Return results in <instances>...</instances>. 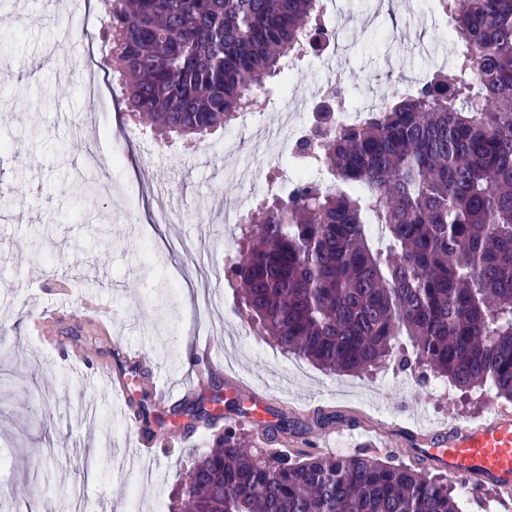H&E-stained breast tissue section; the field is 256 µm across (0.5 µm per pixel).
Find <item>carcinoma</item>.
Instances as JSON below:
<instances>
[{
	"label": "carcinoma",
	"mask_w": 512,
	"mask_h": 512,
	"mask_svg": "<svg viewBox=\"0 0 512 512\" xmlns=\"http://www.w3.org/2000/svg\"><path fill=\"white\" fill-rule=\"evenodd\" d=\"M460 39L438 74L359 122L296 142L311 172L239 225L229 284L260 333L329 375L399 365L512 400V0H438ZM318 0H112L124 104L197 143L257 105ZM340 187H321L319 171ZM377 224L385 248L373 245ZM191 399L170 410L214 418ZM182 512H461L421 465L364 453L259 457L234 429L186 473Z\"/></svg>",
	"instance_id": "carcinoma-1"
}]
</instances>
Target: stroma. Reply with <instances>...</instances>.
Instances as JSON below:
<instances>
[{
  "label": "stroma",
  "instance_id": "stroma-1",
  "mask_svg": "<svg viewBox=\"0 0 512 512\" xmlns=\"http://www.w3.org/2000/svg\"><path fill=\"white\" fill-rule=\"evenodd\" d=\"M58 2L0 0V512H100L105 503L112 512L134 504L175 512L183 474L220 431L187 430L175 419L157 459L121 467L133 439L127 417L153 375L166 387L223 389L225 423L266 453L294 458L363 452L410 465L413 436L512 410L487 388L421 387L390 367L330 376L310 364L296 374L225 278L238 241L214 206L275 185L294 167L290 147L267 160L285 97L306 103L294 119L310 127L316 89L329 74L345 86L333 107L352 112L391 73L448 69L449 21L435 0H336L323 20L336 55H310L288 81L267 79L264 111L193 149L156 137L125 112L106 63L112 33L102 0H85L90 18L78 41ZM33 57L40 69H15ZM162 209L171 223H147L149 211ZM89 303L110 315L120 354L142 350L153 361L152 375L125 372L127 397L105 394L74 360L84 347L92 359L109 357L79 318L60 322L53 346L30 329L33 309ZM202 316L239 342L224 371H208L184 349ZM239 383L264 401L239 395ZM267 424L276 431L264 439Z\"/></svg>",
  "mask_w": 512,
  "mask_h": 512
}]
</instances>
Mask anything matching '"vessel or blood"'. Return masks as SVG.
<instances>
[{"label": "vessel or blood", "instance_id": "1", "mask_svg": "<svg viewBox=\"0 0 512 512\" xmlns=\"http://www.w3.org/2000/svg\"><path fill=\"white\" fill-rule=\"evenodd\" d=\"M77 315L93 334L110 339V324L100 310L88 305ZM412 454L443 471L450 480L511 494L512 412L499 409L480 421L436 430L425 447L413 449Z\"/></svg>", "mask_w": 512, "mask_h": 512}]
</instances>
